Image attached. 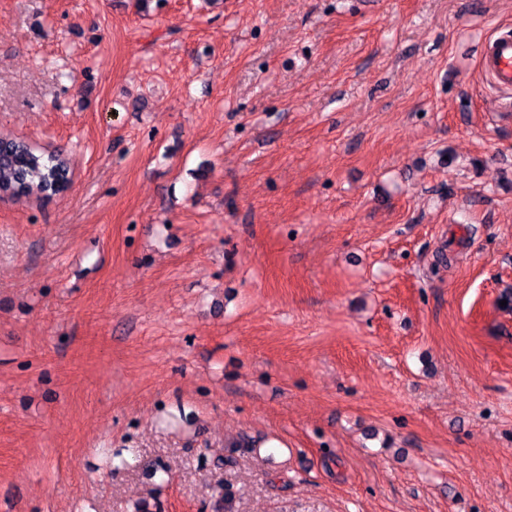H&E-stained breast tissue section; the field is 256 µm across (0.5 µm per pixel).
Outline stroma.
<instances>
[{
    "label": "stroma",
    "mask_w": 512,
    "mask_h": 512,
    "mask_svg": "<svg viewBox=\"0 0 512 512\" xmlns=\"http://www.w3.org/2000/svg\"><path fill=\"white\" fill-rule=\"evenodd\" d=\"M512 0H0V512H512ZM480 67L500 91H512V34L510 31L492 35L479 46ZM7 154L0 155V192L10 193L11 198H43L65 193L72 171L62 151H38L27 141L17 138H0Z\"/></svg>",
    "instance_id": "obj_1"
}]
</instances>
